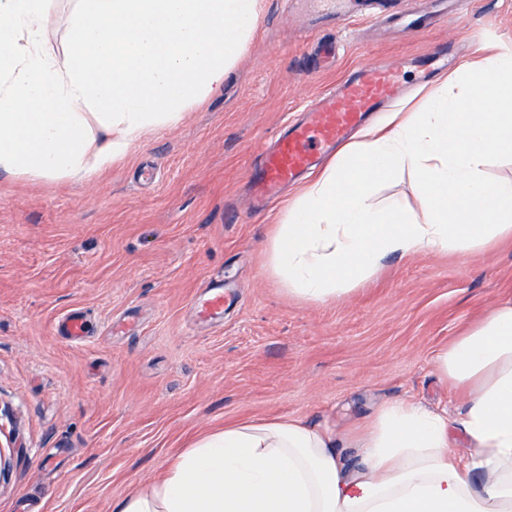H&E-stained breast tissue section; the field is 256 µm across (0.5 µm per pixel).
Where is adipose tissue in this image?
<instances>
[{"instance_id": "1", "label": "adipose tissue", "mask_w": 512, "mask_h": 512, "mask_svg": "<svg viewBox=\"0 0 512 512\" xmlns=\"http://www.w3.org/2000/svg\"><path fill=\"white\" fill-rule=\"evenodd\" d=\"M258 2L72 0L60 60L44 48L50 0H0V172L85 181L176 125L223 84ZM428 102L341 149L289 208L268 263L291 294L326 302L388 254L512 236V179L484 175L489 157H512V52L474 57L433 83ZM404 167L423 187L424 219L397 200L371 202L373 185ZM433 368L469 391L457 416L390 401L353 440L300 419L239 421L198 436L114 512H512V297Z\"/></svg>"}]
</instances>
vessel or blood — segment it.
<instances>
[{
    "label": "vessel or blood",
    "instance_id": "obj_1",
    "mask_svg": "<svg viewBox=\"0 0 512 512\" xmlns=\"http://www.w3.org/2000/svg\"><path fill=\"white\" fill-rule=\"evenodd\" d=\"M399 84L396 70L372 63L358 66L339 85L315 97L306 122L286 127L249 173L256 207L275 200L282 187L294 182L349 132L361 126L366 115L379 111L394 98ZM197 313L215 319L224 313V282L210 280L206 298Z\"/></svg>",
    "mask_w": 512,
    "mask_h": 512
}]
</instances>
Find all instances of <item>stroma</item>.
Wrapping results in <instances>:
<instances>
[{"label":"stroma","mask_w":512,"mask_h":512,"mask_svg":"<svg viewBox=\"0 0 512 512\" xmlns=\"http://www.w3.org/2000/svg\"><path fill=\"white\" fill-rule=\"evenodd\" d=\"M424 28L404 31L409 6ZM260 0L221 89L147 133L87 181L0 173V512H113L164 476L201 433L302 418L348 432L385 401L456 409L464 391L432 357L512 294V237L445 254L386 257L324 304L288 293L267 254L285 204L253 213L247 173L325 87L369 62L437 48L460 66L512 48V0ZM334 47L322 56L317 44ZM422 213L401 169L372 189ZM234 295L219 321L192 307L211 278ZM90 318L73 343L70 310Z\"/></svg>","instance_id":"35a3bbf8"}]
</instances>
